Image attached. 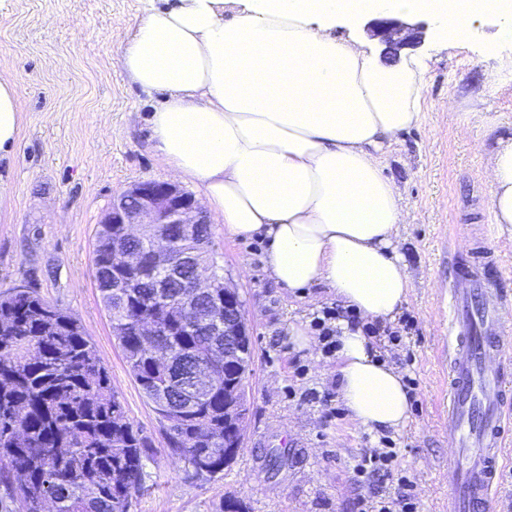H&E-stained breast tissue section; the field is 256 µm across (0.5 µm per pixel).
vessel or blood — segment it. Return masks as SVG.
<instances>
[{
    "instance_id": "b4317fda",
    "label": "vessel or blood",
    "mask_w": 512,
    "mask_h": 512,
    "mask_svg": "<svg viewBox=\"0 0 512 512\" xmlns=\"http://www.w3.org/2000/svg\"><path fill=\"white\" fill-rule=\"evenodd\" d=\"M500 258L473 243L448 288V512H488L512 415V373L500 355L512 341L502 320L505 293L490 278Z\"/></svg>"
}]
</instances>
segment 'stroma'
<instances>
[{
    "instance_id": "35a3bbf8",
    "label": "stroma",
    "mask_w": 512,
    "mask_h": 512,
    "mask_svg": "<svg viewBox=\"0 0 512 512\" xmlns=\"http://www.w3.org/2000/svg\"><path fill=\"white\" fill-rule=\"evenodd\" d=\"M143 18L141 0H0V72L18 85V150L0 158V294L23 284L76 318L112 376L128 419L151 444L130 512H354L372 487L355 466L366 448L392 449L394 477H408L417 512H448V283L456 244L489 221V148L468 111L512 121V41L506 21L477 20L465 41L448 42L441 21L412 54L428 65L425 110L384 156L401 194L396 247L410 279L398 339L377 333L382 359L402 373L411 402L397 430L355 426L339 397L336 354L322 342L299 350L286 328L310 324L334 293L301 290L270 276L261 236L230 239L211 217L212 248L243 304L253 341L242 447L218 477L193 478L169 452L165 429L135 382L94 279L98 222L114 196L174 174L154 150L148 123L156 95L139 89L113 57Z\"/></svg>"
}]
</instances>
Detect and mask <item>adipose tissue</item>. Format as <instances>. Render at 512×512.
Listing matches in <instances>:
<instances>
[{"instance_id":"1","label":"adipose tissue","mask_w":512,"mask_h":512,"mask_svg":"<svg viewBox=\"0 0 512 512\" xmlns=\"http://www.w3.org/2000/svg\"><path fill=\"white\" fill-rule=\"evenodd\" d=\"M143 19L113 62L158 94L153 147L202 190L229 238L268 240L282 287L331 288L367 320L394 319L410 282L395 241L404 221L386 148L421 120L426 67L383 62L368 43L337 37V20L430 13L449 41L512 0H142ZM471 119L496 146L486 168L490 220L512 225V135L489 112ZM16 82L0 76V154L20 142ZM336 371L355 425L407 424L401 372L362 328L338 325Z\"/></svg>"}]
</instances>
